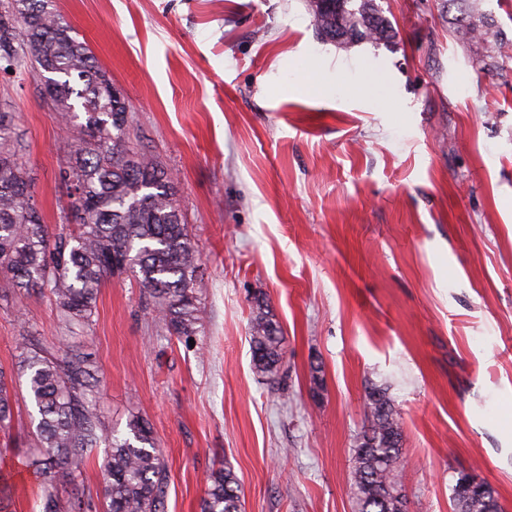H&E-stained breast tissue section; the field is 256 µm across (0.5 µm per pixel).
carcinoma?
I'll return each instance as SVG.
<instances>
[{
	"label": "carcinoma",
	"mask_w": 512,
	"mask_h": 512,
	"mask_svg": "<svg viewBox=\"0 0 512 512\" xmlns=\"http://www.w3.org/2000/svg\"><path fill=\"white\" fill-rule=\"evenodd\" d=\"M480 0H443L455 11L450 30L460 45L482 47L481 62L500 69L512 62V39L494 28ZM317 37L349 48L385 44L395 37L375 0H307ZM50 67L53 84L42 87L52 109L76 123L81 137L59 173L67 190L61 229L51 236L37 209L21 161L23 130L0 110V295L49 290L65 334L91 329L104 280L130 272L161 329L189 341L198 333L201 258L175 204L172 175L153 154L129 145L130 108L97 64L87 43L54 0H5L0 4V69ZM255 368L279 372L282 337L268 303L255 299L250 322ZM17 371L36 421L30 468L41 512H95L78 481L87 452L108 448L103 472L105 512H164L166 467L149 423L132 416L121 434L106 428L95 400L92 354L76 345L60 352L34 335L17 346ZM15 396L0 371V432L8 433ZM365 426L352 449L350 480L358 512H407L399 481L403 433L388 389L366 388ZM16 488L0 473V512ZM67 494L61 500L59 493ZM456 512H500L494 490L452 487ZM202 512H242L241 489L231 466L211 471Z\"/></svg>",
	"instance_id": "cac0c4a2"
}]
</instances>
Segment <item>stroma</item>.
Wrapping results in <instances>:
<instances>
[{"mask_svg":"<svg viewBox=\"0 0 512 512\" xmlns=\"http://www.w3.org/2000/svg\"><path fill=\"white\" fill-rule=\"evenodd\" d=\"M394 43L325 44L305 0H56L132 109L130 144L173 176L202 260V329L163 335L132 274L109 278L85 344L108 429L142 415L166 512H201L230 465L244 512H355L368 383L399 411L409 512H455L469 471L512 512V68L448 35L440 0H377ZM39 77L0 71L49 231L79 133ZM277 375L252 361L256 297ZM55 342L50 293L0 299V368ZM322 366L313 393L311 367ZM31 405L17 385L0 470L38 512ZM268 303L255 299L254 316L250 322V345L255 368L261 373L275 375L282 363V337Z\"/></svg>","mask_w":512,"mask_h":512,"instance_id":"1","label":"stroma"}]
</instances>
